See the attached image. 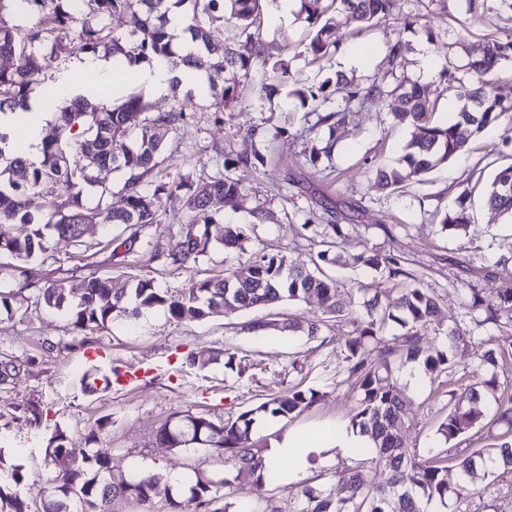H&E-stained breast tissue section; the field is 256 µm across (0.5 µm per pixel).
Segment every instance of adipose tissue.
Wrapping results in <instances>:
<instances>
[{
    "label": "adipose tissue",
    "mask_w": 512,
    "mask_h": 512,
    "mask_svg": "<svg viewBox=\"0 0 512 512\" xmlns=\"http://www.w3.org/2000/svg\"><path fill=\"white\" fill-rule=\"evenodd\" d=\"M364 437L347 428H337L324 433L315 429L298 426L288 429L264 453V459L270 465H283V478L295 481L302 478L311 465L313 455L333 448L340 454L350 449L366 447Z\"/></svg>",
    "instance_id": "1"
}]
</instances>
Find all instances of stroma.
Here are the masks:
<instances>
[{"label":"stroma","mask_w":512,"mask_h":512,"mask_svg":"<svg viewBox=\"0 0 512 512\" xmlns=\"http://www.w3.org/2000/svg\"><path fill=\"white\" fill-rule=\"evenodd\" d=\"M335 20L343 42L330 61L316 62L308 50L312 30L297 9H285L282 0H267L259 33L274 59L287 64V71L272 64L254 67L240 77L235 99L225 101L219 117L211 103L224 87V72L205 74L203 84L180 92L188 120L169 134L161 167L173 175H190L200 188L220 171L238 179L242 193L237 205L231 208L215 199L211 208L224 224L245 228L242 248L228 249L216 241L198 261L170 264L168 256L178 249L187 227L165 204L159 223L146 227L139 242L128 248H104L103 229L92 224L82 244L55 238L48 253L23 263L0 253V289L18 293L13 313L0 315V360L12 358L20 365L8 382L0 384V452L7 462L22 465L20 491L31 512H42L51 497L43 467L49 437L63 431L73 447L81 448L90 426L98 421L104 424L98 448L109 456L113 473L140 469L159 477L148 502L117 497L112 512H170L175 501L182 512H239L243 504L257 512L270 505L291 512L301 498L299 481L244 477L224 488L223 498L212 505L189 502L187 493L174 491L170 476L191 482L199 473L224 474L231 465L213 448L163 444L160 427L176 424L188 414L221 421L297 384L318 391V402L296 421L265 420L254 426V447L266 449L295 423L315 428L348 424L359 398L336 356L339 330L326 329L319 340L278 330L291 320L305 324L318 319L316 297L248 313L224 310L190 323L174 321L157 308L144 309L136 317L115 315L108 328L90 333L76 330L66 312L33 303L38 288L79 279L93 270L111 277L117 288L145 278L178 292L191 281L224 274L262 254L284 256L292 267L308 270L317 242L336 224L349 251L396 256L421 287L437 296L440 312L431 321L427 343H434L436 333L446 332L452 321L475 335L479 331L468 307L472 292L491 300L512 289V223L480 197L495 169L512 163V122L470 139L462 155L423 182L389 192L377 187L375 168L393 163L411 137L410 129L393 124L389 99L351 104L336 148L323 160V174L316 176L304 165L302 152L308 141L325 140L327 131L308 130V107L300 96L302 90L339 73L362 88L391 84L381 60L387 45L400 41L405 46L401 74L426 90L438 121H452L459 104L442 94L439 72L450 66L458 77H466V64L481 55L490 36L502 35L512 24V15L496 0H490L477 21L468 14L465 0H396L393 10L368 29L344 12ZM426 56L432 62L428 68L422 65ZM266 85L278 88L273 101L262 97ZM276 127L281 136L266 141V131ZM256 152L263 155V164H242L243 156ZM466 189L471 192L467 232H442V214ZM327 272L337 279L338 299L349 310L362 309L375 296L386 301L398 294L393 281L368 268L331 266ZM258 322L263 325L259 331L254 328ZM479 333L495 339L512 336V317L502 316L498 325ZM101 347L116 367L167 358L179 367L137 388L101 387L88 393L80 383L92 368L86 355ZM216 350L234 354L242 370L211 361ZM483 351V345H470L457 353L452 371L424 375L412 387L405 407L410 425L404 431L410 449L424 454L437 446L436 429L448 412V393L463 392ZM191 354L204 359L205 367L187 365ZM32 403L42 410L40 420L27 411ZM471 487L468 512H512V479L480 471Z\"/></svg>","instance_id":"1"}]
</instances>
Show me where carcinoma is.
I'll return each instance as SVG.
<instances>
[{"mask_svg":"<svg viewBox=\"0 0 512 512\" xmlns=\"http://www.w3.org/2000/svg\"><path fill=\"white\" fill-rule=\"evenodd\" d=\"M92 9L76 15L71 0H0V112L10 110L15 118L34 122L37 113L28 104L32 86L45 79L49 63L61 57L98 56L127 60L130 64L160 61L169 65V86L178 95L182 85L179 72L188 67L199 72L224 71L222 93L213 103L217 112L224 111V99L237 93L238 74L266 63V50L251 28L264 0H85ZM395 0H300L299 14L316 27L309 51L321 60L334 53L342 36L332 23L331 13L344 11L361 24L371 27L386 15ZM38 14V21L23 36L10 24L7 14L17 6ZM184 8L186 23L181 32L169 30L171 8ZM236 21L243 40L224 43L220 26L224 11ZM128 18V28L116 33L108 19L114 14ZM402 43L388 49L383 65L396 81L385 91L377 86L358 88L339 75L336 91L346 92L351 99L362 101L391 95L395 98L392 117L395 123L413 129L402 155L393 166L380 167L376 180L380 188L397 189L422 178L465 151L469 139L503 120L512 121V102L495 93V84L503 63L512 60V30L502 37L486 41L482 55L469 63L470 78L463 80L449 69L441 79L445 90L459 101L474 102L469 112L459 111L455 120H434V107L424 97L418 84L397 75ZM327 84L309 90L316 103L311 113L316 116L311 129L325 127L328 138L322 147L312 146L310 165L331 157L337 131L343 121L341 112H320L318 107L328 99ZM186 121V113L175 104L165 112H153L143 91L128 94L114 105L105 101L89 111L80 95L59 108L55 120L39 131L43 158L29 161L11 141L9 130L0 125V222L31 226L22 236L0 232V253L7 252L20 260H28L48 252L50 237L68 236L82 243L83 224L93 219L109 231L114 226L129 233L127 240L136 241L141 230L159 222V203L164 199L180 210L188 226L180 250L169 255L173 265H185L205 255L211 244V226L221 218L210 209V201L219 198L234 207L241 195L240 183L228 176L210 178L203 190L191 189L183 174L160 177L154 188L149 180L157 177L159 157L167 136ZM112 167L126 174L121 191L125 205L90 211L83 203V187L99 186L100 197L112 189L98 185L94 171ZM20 179H15V176ZM466 195L458 198L456 208L444 213L442 230L461 233L470 224ZM485 204L512 221V165L499 169L485 188ZM246 239L242 227H227L220 240L226 248H242ZM317 259L334 266L364 265L403 283L396 298L382 304L373 298L365 303V313L350 317L352 331L340 342L336 356L346 364L349 376L355 378L360 392L358 411L350 426L371 441L372 447L358 448L364 456L361 464L382 462L388 469L385 481L369 485L355 466L336 485V494L321 487L306 486L296 512H426L433 500L444 502L456 496L463 503V492L448 484V467L470 477L478 463L491 462L500 476L512 475V438L487 448H451L462 432L482 425L486 420L507 426L512 433V394L503 392L496 399L497 408L488 412L485 394L495 389L483 373L512 361V342L492 344L472 370V379L461 397L448 403V415L436 429L440 446L420 455L406 445L403 430L407 427L405 405L409 398L393 376L395 367L408 363L420 365L424 371L442 373L453 367V355L470 337L456 324L448 325L445 337L432 345L423 343L431 318L439 311L435 296L416 283L398 258L380 253H351L335 241L323 242ZM338 285L321 268L310 272L287 265L282 256L262 255L220 279L197 280L180 291L158 288L150 279H138L127 290L112 287V279L91 272L79 280H61L40 289L35 303L64 310L73 326L80 331H96L108 327L115 314L125 313L128 305L134 311L160 308L177 322H193L209 317L222 308L251 310L283 301L305 297L318 298L322 317L303 325L288 323V330L301 331L308 338L320 335L321 327L330 319L341 320L344 309L337 300ZM471 307L484 312L482 326L497 323L502 314H512V291L494 300L475 294ZM398 327L401 333L393 334ZM318 394L311 389L293 386L288 394L272 397L258 406L239 413L221 423L207 418L185 416L187 430L161 427L158 435L171 447L197 444L216 448L228 454L235 469L234 479L243 476L273 477L274 469H265L262 453L249 444L256 417L292 419L316 402ZM69 457L72 466L60 471L51 469L59 458ZM45 467L52 498L46 512H102L107 491L112 495L130 496L139 502L150 500L158 477L155 474L110 473L109 457L88 447L75 449L62 431L49 439L44 452ZM24 479L21 466L6 465L0 456V512H28L19 487ZM231 480L198 475L189 487L190 500L208 505L220 497Z\"/></svg>","mask_w":512,"mask_h":512,"instance_id":"cac0c4a2","label":"carcinoma"}]
</instances>
